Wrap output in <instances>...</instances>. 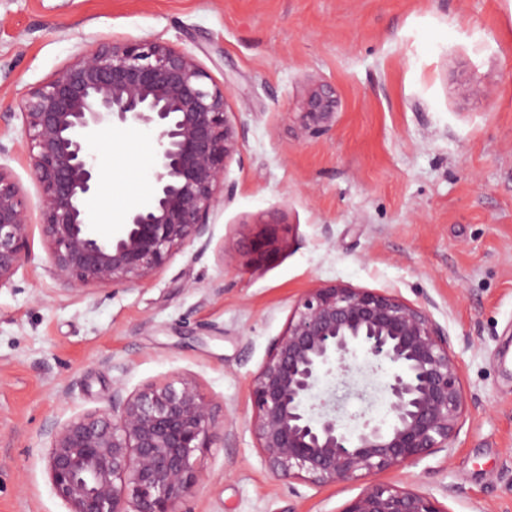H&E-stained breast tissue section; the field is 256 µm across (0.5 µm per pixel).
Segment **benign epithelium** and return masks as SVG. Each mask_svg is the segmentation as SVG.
<instances>
[{"instance_id": "1", "label": "benign epithelium", "mask_w": 512, "mask_h": 512, "mask_svg": "<svg viewBox=\"0 0 512 512\" xmlns=\"http://www.w3.org/2000/svg\"><path fill=\"white\" fill-rule=\"evenodd\" d=\"M27 155L39 184L41 232L54 274L71 287L148 284L174 251L210 236L239 132L224 88L191 54L166 42L102 40L20 104ZM305 128L325 132L334 118L330 88L306 101ZM115 126L153 133L154 185L115 235L89 231L85 201L102 170L94 140ZM279 223L251 238L254 263L269 260ZM28 209L11 171L0 165V289L28 257ZM362 352L388 372L389 421L350 428L340 398H318L321 381L358 390ZM251 430L272 474L319 486L365 480L341 512H448L433 495L382 479L446 448L465 411L459 365L448 334L424 306L388 291L327 284L305 293L275 338L250 392ZM224 420L196 385H146L112 394V409L42 427L48 473L70 512H178L202 481L196 451Z\"/></svg>"}]
</instances>
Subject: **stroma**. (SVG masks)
Returning <instances> with one entry per match:
<instances>
[{
    "label": "stroma",
    "mask_w": 512,
    "mask_h": 512,
    "mask_svg": "<svg viewBox=\"0 0 512 512\" xmlns=\"http://www.w3.org/2000/svg\"><path fill=\"white\" fill-rule=\"evenodd\" d=\"M159 40L197 58L241 136L211 240L145 285L73 289L52 275L21 98L100 40ZM335 117L309 134V90ZM153 136L92 143L119 231L153 184ZM0 165L28 205L29 257L0 290V512H69L47 471L45 421L112 393L195 382L224 417L196 451L181 512H341L363 481L273 475L250 388L298 299L325 283L425 305L466 398L448 449L386 474L449 512H512V0H0ZM280 222V251L248 241ZM263 228L251 238L249 253L254 263L260 264L269 260L278 249L280 242L279 222L261 223Z\"/></svg>",
    "instance_id": "stroma-1"
}]
</instances>
